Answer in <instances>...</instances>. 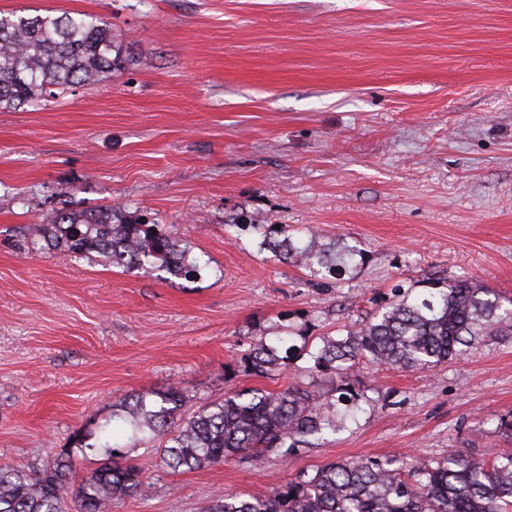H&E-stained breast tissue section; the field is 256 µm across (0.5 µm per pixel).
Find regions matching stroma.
<instances>
[{
    "label": "stroma",
    "mask_w": 512,
    "mask_h": 512,
    "mask_svg": "<svg viewBox=\"0 0 512 512\" xmlns=\"http://www.w3.org/2000/svg\"><path fill=\"white\" fill-rule=\"evenodd\" d=\"M107 21L125 63L0 110V461L38 466L115 397L173 384L198 401L261 379L249 346L384 307L395 284L470 279L512 298V0H0ZM156 219L208 268L126 272L28 251L63 204ZM257 224L312 226L366 262L323 281L261 249ZM357 424L286 461L171 472L116 512H201L345 459L491 460L512 412V341L424 370L359 365Z\"/></svg>",
    "instance_id": "stroma-1"
}]
</instances>
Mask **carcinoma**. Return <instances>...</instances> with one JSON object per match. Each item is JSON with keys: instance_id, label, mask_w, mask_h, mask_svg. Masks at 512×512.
Returning a JSON list of instances; mask_svg holds the SVG:
<instances>
[{"instance_id": "cac0c4a2", "label": "carcinoma", "mask_w": 512, "mask_h": 512, "mask_svg": "<svg viewBox=\"0 0 512 512\" xmlns=\"http://www.w3.org/2000/svg\"><path fill=\"white\" fill-rule=\"evenodd\" d=\"M124 63L112 28L91 14L71 16L0 13V109H19L96 83ZM111 206L97 210L62 207L50 224H35L27 250L41 243L60 247L72 259L96 253L127 272L150 268L196 280L207 263L161 225L139 217L115 221ZM260 247L323 279H341L365 262V252L344 239L323 242L305 229L253 224ZM298 337L302 346L287 345ZM512 339V299L491 288L453 279L424 294L401 290L388 306L358 325L319 337L312 345L296 327L251 346L240 365L261 378L275 376L300 351L308 356L311 381L280 389L251 387L219 401L195 403L190 391L167 386L124 394L109 414L84 424L53 462L21 468L0 464V512H113L128 498L151 491L140 465L114 441L117 426L129 444L154 452L159 466L191 471L254 458L284 460L300 448L321 445L357 422L368 403L351 370L371 366L425 370L461 357L481 342ZM336 377L323 393L315 377ZM94 457L98 467L76 480L78 462ZM204 512H512V452L489 462L461 454L441 461L366 457L330 463L302 473L267 495L217 494Z\"/></svg>"}]
</instances>
